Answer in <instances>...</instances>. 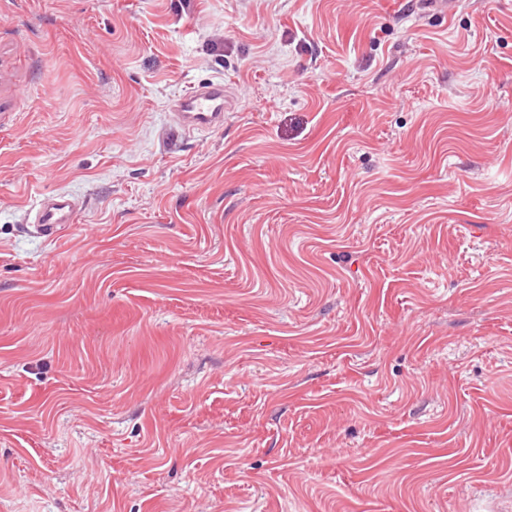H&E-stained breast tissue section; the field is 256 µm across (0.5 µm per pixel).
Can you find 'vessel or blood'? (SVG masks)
Returning a JSON list of instances; mask_svg holds the SVG:
<instances>
[{"mask_svg":"<svg viewBox=\"0 0 512 512\" xmlns=\"http://www.w3.org/2000/svg\"><path fill=\"white\" fill-rule=\"evenodd\" d=\"M177 124L188 131H205L224 125V86L219 82L191 87L173 104ZM79 205L64 194L49 193L38 202L34 216L36 233L49 240L74 223Z\"/></svg>","mask_w":512,"mask_h":512,"instance_id":"obj_1","label":"vessel or blood"}]
</instances>
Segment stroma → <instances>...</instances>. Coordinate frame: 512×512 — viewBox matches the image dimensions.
Listing matches in <instances>:
<instances>
[{
	"mask_svg": "<svg viewBox=\"0 0 512 512\" xmlns=\"http://www.w3.org/2000/svg\"><path fill=\"white\" fill-rule=\"evenodd\" d=\"M0 512H512V0H0ZM177 124L187 131H205L224 126V84L202 83L191 87L173 104ZM79 209V203L66 194L44 195L33 216L36 233L49 240L56 239L69 224H74Z\"/></svg>",
	"mask_w": 512,
	"mask_h": 512,
	"instance_id": "obj_1",
	"label": "stroma"
}]
</instances>
